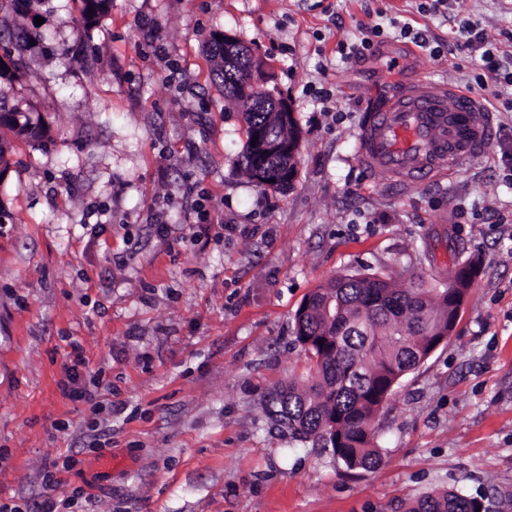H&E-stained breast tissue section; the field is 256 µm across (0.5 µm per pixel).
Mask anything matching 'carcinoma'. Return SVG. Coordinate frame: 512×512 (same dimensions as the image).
I'll return each mask as SVG.
<instances>
[{"mask_svg": "<svg viewBox=\"0 0 512 512\" xmlns=\"http://www.w3.org/2000/svg\"><path fill=\"white\" fill-rule=\"evenodd\" d=\"M44 0H0V42L19 52L10 66L0 67V82L12 85L28 75V63L20 55L22 45L37 38L21 19L32 15ZM94 13H89V8ZM112 8V0H81L77 37L93 38L100 19ZM212 74L221 79L224 96L242 108L247 142L241 154L243 173L251 176L256 132L285 140L294 128L280 122L278 113L263 111L261 95L244 96L238 83L247 76L248 63L224 69V43L211 35ZM39 140L48 126L31 122L21 102L0 94V131ZM267 168L281 174L277 189H286L296 173L297 161L278 154L265 159ZM311 308L296 311V340L313 363L316 375L308 385L291 381L269 400V413L277 424L296 438L330 448L349 470L374 469L382 462L372 446L375 417L391 394L390 385L419 364L426 344L457 320L454 302L441 298L437 288L418 279L410 288H399L388 277L357 274L332 278L310 294ZM484 499L445 491L429 492L400 505L402 512H477Z\"/></svg>", "mask_w": 512, "mask_h": 512, "instance_id": "obj_1", "label": "carcinoma"}]
</instances>
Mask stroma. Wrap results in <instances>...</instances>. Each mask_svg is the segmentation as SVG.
<instances>
[{
    "label": "stroma",
    "mask_w": 512,
    "mask_h": 512,
    "mask_svg": "<svg viewBox=\"0 0 512 512\" xmlns=\"http://www.w3.org/2000/svg\"><path fill=\"white\" fill-rule=\"evenodd\" d=\"M112 0L89 44L75 0H44L31 77L50 127L7 136L0 180V499L41 512H395L453 489L512 494V85L480 73L462 22L512 61V0ZM409 24L430 55L395 33ZM376 54L345 59L375 25ZM263 63L301 130L285 192L250 181L246 124L211 74L214 31ZM494 104V142L449 176L394 184L356 158L363 115L409 76ZM478 267L447 343L376 418L383 462L350 470L274 424L311 362L295 313L330 278L440 286ZM96 401L64 396L69 374ZM106 432L98 466L89 446ZM74 458L46 488L43 467Z\"/></svg>",
    "instance_id": "obj_1"
}]
</instances>
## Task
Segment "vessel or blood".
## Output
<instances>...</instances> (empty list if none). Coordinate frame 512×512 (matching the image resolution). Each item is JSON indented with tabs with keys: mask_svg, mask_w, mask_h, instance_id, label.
I'll return each instance as SVG.
<instances>
[{
	"mask_svg": "<svg viewBox=\"0 0 512 512\" xmlns=\"http://www.w3.org/2000/svg\"><path fill=\"white\" fill-rule=\"evenodd\" d=\"M493 137L492 119L476 96L452 86L436 90L417 78L366 115L357 154L367 170L420 181L483 157Z\"/></svg>",
	"mask_w": 512,
	"mask_h": 512,
	"instance_id": "1",
	"label": "vessel or blood"
}]
</instances>
